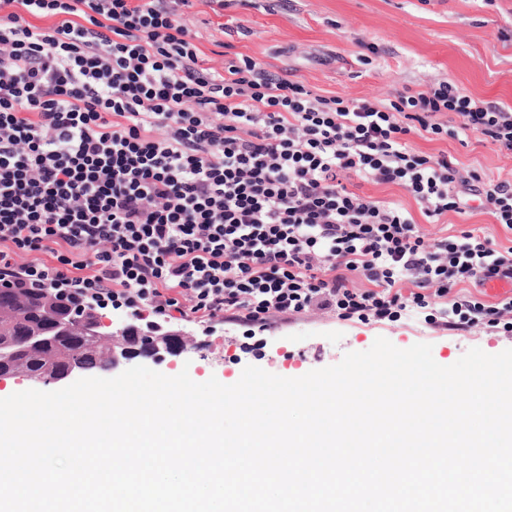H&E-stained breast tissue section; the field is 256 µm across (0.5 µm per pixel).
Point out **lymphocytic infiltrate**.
<instances>
[{"instance_id":"f902f5d3","label":"lymphocytic infiltrate","mask_w":512,"mask_h":512,"mask_svg":"<svg viewBox=\"0 0 512 512\" xmlns=\"http://www.w3.org/2000/svg\"><path fill=\"white\" fill-rule=\"evenodd\" d=\"M189 2L0 0V288L130 317L265 327L319 309L512 334L511 295L440 303L462 284L511 281L512 247L469 231L427 239L405 210L341 182L400 186L431 220L476 201L512 230V176L408 144L451 136L436 120L451 112L511 156L512 107L447 81L380 107L249 57L219 69L183 20Z\"/></svg>"}]
</instances>
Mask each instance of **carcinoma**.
I'll use <instances>...</instances> for the list:
<instances>
[{
    "label": "carcinoma",
    "mask_w": 512,
    "mask_h": 512,
    "mask_svg": "<svg viewBox=\"0 0 512 512\" xmlns=\"http://www.w3.org/2000/svg\"><path fill=\"white\" fill-rule=\"evenodd\" d=\"M94 318L45 292L0 288V373L49 376L72 364L108 371L103 337L87 331Z\"/></svg>",
    "instance_id": "cac0c4a2"
}]
</instances>
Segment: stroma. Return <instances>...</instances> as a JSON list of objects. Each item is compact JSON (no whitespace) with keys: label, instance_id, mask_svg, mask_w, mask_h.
<instances>
[{"label":"stroma","instance_id":"obj_1","mask_svg":"<svg viewBox=\"0 0 512 512\" xmlns=\"http://www.w3.org/2000/svg\"><path fill=\"white\" fill-rule=\"evenodd\" d=\"M184 19L214 66L249 56L322 96L383 106L396 93L425 90L438 78L475 98L512 107V0H224L220 8L212 0H193ZM409 145L433 156L451 155L487 178L512 171V157L475 133L442 140L415 134ZM342 182L350 191L408 211L428 238L470 231L512 246V231L487 210L451 212L430 223L399 186L349 173ZM160 325L181 332L187 350L160 362L147 360V367L164 374L185 370L201 383L212 377L232 382L248 365L283 377L304 374L367 350L379 337L401 349L431 344L434 360L443 366L473 347L489 354L512 348V335L483 327L469 333L415 319L364 324L320 310L275 318L255 333L264 348L250 353L242 349L243 327L229 315L213 322L164 318Z\"/></svg>","mask_w":512,"mask_h":512}]
</instances>
